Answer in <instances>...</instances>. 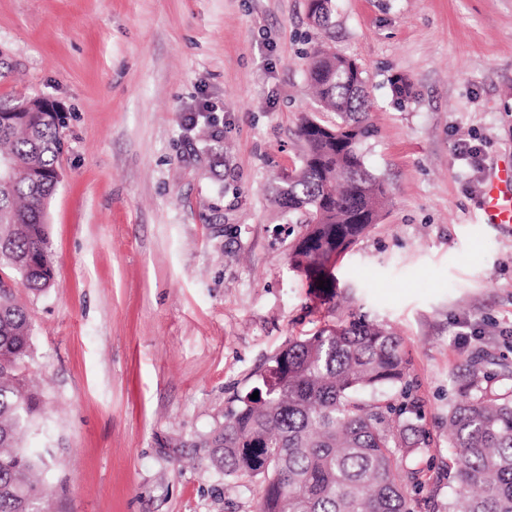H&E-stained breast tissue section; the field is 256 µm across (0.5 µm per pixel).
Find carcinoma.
Segmentation results:
<instances>
[{"label":"carcinoma","mask_w":512,"mask_h":512,"mask_svg":"<svg viewBox=\"0 0 512 512\" xmlns=\"http://www.w3.org/2000/svg\"><path fill=\"white\" fill-rule=\"evenodd\" d=\"M333 0H308L327 24ZM309 79L336 124L305 120L300 168L276 193L304 232L291 266L326 297L338 284L337 260L379 223L387 190L366 166L362 144L374 132L363 71L323 45L313 49ZM61 122L22 112L0 125V270L17 288L53 286L47 209L59 182ZM328 289L319 287V281ZM31 322L16 288L0 286V512H51L40 475L45 457L24 440L43 410L28 383ZM402 339L362 321L328 324L293 340L262 377L258 399H239L207 441L213 465L237 482L258 479L257 512H413L405 479L424 451L415 407L397 410L378 398L406 375ZM454 496L446 512H512V385L473 363L459 398L448 407Z\"/></svg>","instance_id":"obj_1"}]
</instances>
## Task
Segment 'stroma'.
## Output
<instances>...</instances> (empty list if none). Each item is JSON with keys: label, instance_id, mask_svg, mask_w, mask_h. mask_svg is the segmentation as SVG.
I'll return each instance as SVG.
<instances>
[{"label": "stroma", "instance_id": "stroma-1", "mask_svg": "<svg viewBox=\"0 0 512 512\" xmlns=\"http://www.w3.org/2000/svg\"><path fill=\"white\" fill-rule=\"evenodd\" d=\"M319 44L363 71L365 163L391 198L330 300L291 268L301 227L273 202L302 122L336 120L307 86ZM24 93L64 117L55 284L18 291L54 512H255L261 482L229 487L205 443L290 340L352 316L404 341L383 395L429 437L413 512H442L469 362L512 366V224L480 211L512 167V0H333L322 28L307 0H0V98Z\"/></svg>", "mask_w": 512, "mask_h": 512}]
</instances>
